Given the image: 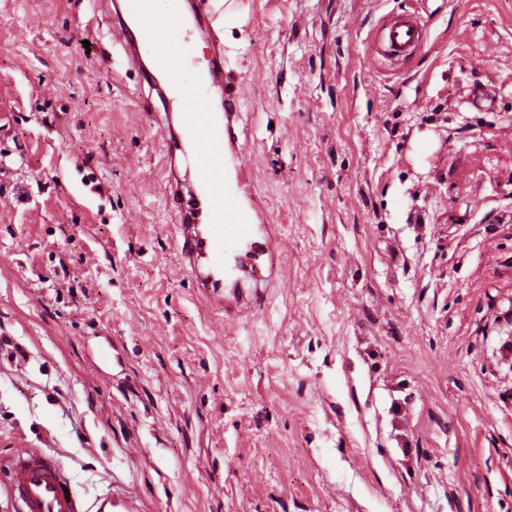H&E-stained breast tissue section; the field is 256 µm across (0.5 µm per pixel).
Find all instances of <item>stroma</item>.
<instances>
[{
    "mask_svg": "<svg viewBox=\"0 0 512 512\" xmlns=\"http://www.w3.org/2000/svg\"><path fill=\"white\" fill-rule=\"evenodd\" d=\"M208 7L281 240L236 323L181 265L173 103L107 0H0V512L19 448L137 512H512V0ZM158 38L193 84L204 43ZM426 42V26L413 14L388 19L377 36L378 53L391 66L409 61Z\"/></svg>",
    "mask_w": 512,
    "mask_h": 512,
    "instance_id": "1",
    "label": "stroma"
}]
</instances>
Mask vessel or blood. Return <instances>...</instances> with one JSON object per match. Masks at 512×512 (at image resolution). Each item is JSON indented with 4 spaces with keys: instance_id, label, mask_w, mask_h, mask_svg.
I'll return each mask as SVG.
<instances>
[{
    "instance_id": "b4317fda",
    "label": "vessel or blood",
    "mask_w": 512,
    "mask_h": 512,
    "mask_svg": "<svg viewBox=\"0 0 512 512\" xmlns=\"http://www.w3.org/2000/svg\"><path fill=\"white\" fill-rule=\"evenodd\" d=\"M126 25L120 26L113 42L131 65H138L144 39L160 30L195 29L207 38L214 16L205 12L194 19L160 14L152 10L150 0H118ZM427 42V29L418 16L405 14L388 19L377 36L379 55L398 66L409 61ZM157 78V95H172L181 110V133L170 124L162 130L170 147L167 154L169 185L181 202L177 213L176 242L182 266L193 276L199 293L225 317L240 319L259 311L266 293L275 287L281 274L279 235L276 225L267 221L265 212L245 206L231 181H242L246 174L236 160L239 155L238 126L232 94L224 86V52L212 53L194 91L166 89L163 80L184 65L183 57L156 54L152 57ZM191 142L189 159L195 169L199 194L190 197V189L180 179L179 152ZM233 245L234 252L223 267L208 264L211 253ZM64 463L34 448L19 449L11 464L9 493L17 503V512H123L111 495L95 502L84 501L68 488Z\"/></svg>"
}]
</instances>
